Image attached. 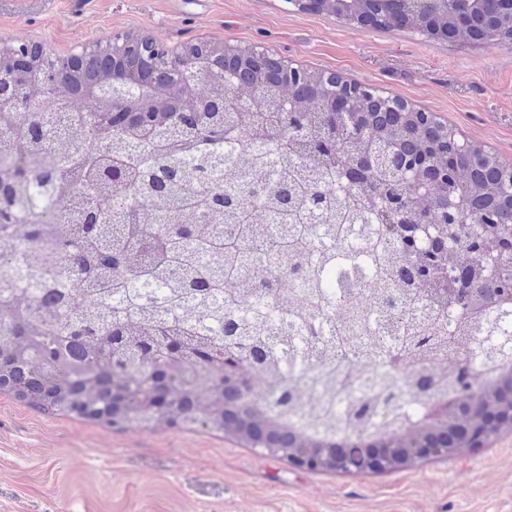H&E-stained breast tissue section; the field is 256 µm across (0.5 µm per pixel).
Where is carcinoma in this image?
<instances>
[{"label":"carcinoma","instance_id":"obj_1","mask_svg":"<svg viewBox=\"0 0 512 512\" xmlns=\"http://www.w3.org/2000/svg\"><path fill=\"white\" fill-rule=\"evenodd\" d=\"M358 0L338 18L373 27ZM407 0L400 20L441 43L512 44V0ZM112 124V62L40 87L34 118L0 96V392L107 426L224 433V363L245 369L237 415L305 446L352 427L402 431L512 354V261L488 303L448 294L471 231L512 234V160L437 121L422 134L378 97L355 112L249 107L235 90L167 92L162 56L132 58ZM105 109L87 121L83 89ZM432 167L422 196L402 168ZM460 205L448 251L404 250L397 228Z\"/></svg>","mask_w":512,"mask_h":512}]
</instances>
